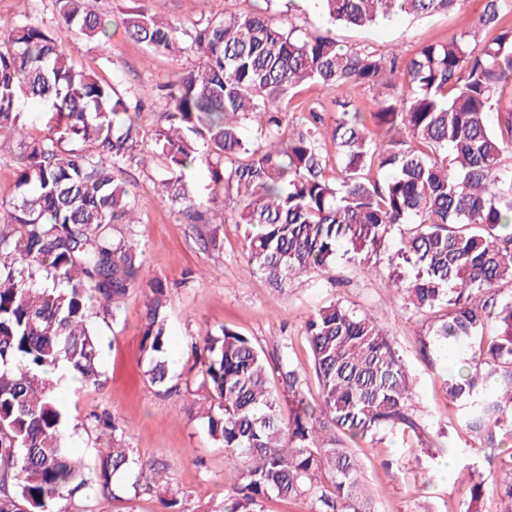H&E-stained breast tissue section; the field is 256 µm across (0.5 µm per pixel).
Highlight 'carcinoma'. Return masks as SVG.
<instances>
[{
    "instance_id": "cac0c4a2",
    "label": "carcinoma",
    "mask_w": 512,
    "mask_h": 512,
    "mask_svg": "<svg viewBox=\"0 0 512 512\" xmlns=\"http://www.w3.org/2000/svg\"><path fill=\"white\" fill-rule=\"evenodd\" d=\"M272 0L249 13L215 15L189 30L137 6L118 22L88 0H56L57 26L29 16L0 21V136L16 138L15 191L0 200V512H57L78 495L118 499L157 484L163 468L125 443L124 425L93 415L112 446L89 468L68 444L58 392L76 376L100 384L94 314L140 286L141 251L114 235L134 224L136 195L115 177L158 158L157 194L187 224L244 227L249 262L276 285L319 274L347 257L359 273L383 253L396 297L428 316L426 355L469 352L444 390L457 424L482 445L512 441V0H486L474 27L405 56L336 39L333 26L367 27L425 17L466 0H317L320 34H302ZM152 51L191 53L193 68L126 94L70 61L72 31L104 42L112 25ZM484 30L497 31L490 41ZM313 84L336 105L330 138L320 102L291 105ZM376 91L364 113L336 91ZM165 93L151 144L137 119ZM44 104L48 133H27L29 100ZM298 116L288 118L289 113ZM205 159L211 197L199 201L187 172ZM400 247L387 251L393 230ZM142 322L145 376L180 393L165 358V285L149 282ZM319 395L280 361L223 327L194 343L193 368L209 404L184 409L243 462L223 512H262L264 501L309 500L312 512H373L353 445L388 434L418 436L402 357L373 317L340 300L304 324ZM288 388L282 400L270 375ZM462 512H486L483 484Z\"/></svg>"
}]
</instances>
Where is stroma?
Wrapping results in <instances>:
<instances>
[{
    "mask_svg": "<svg viewBox=\"0 0 512 512\" xmlns=\"http://www.w3.org/2000/svg\"><path fill=\"white\" fill-rule=\"evenodd\" d=\"M257 0H147L157 16L184 29L223 13L247 12ZM485 0H467L463 8L426 18L402 17L368 28H336L337 40L352 47L370 45L386 52H413L421 45L445 41L469 30L482 13ZM77 48V67L135 90L164 82L191 67L187 53L153 54L116 30L106 44L81 40L69 33ZM163 174L162 162L132 171L126 180L136 195L138 223L121 225L144 260V277L161 279L171 327V346L182 357L173 374L184 390L196 391L192 343L206 333L228 326L248 336L267 359L289 358L295 368L310 372L312 361L303 325L320 304L341 300L372 316L390 337L407 368L413 404L422 437L390 436L381 443H358V454L374 512H459L470 485L468 464H476L485 483L486 507L494 512L497 489L504 478L501 465L512 456V444L485 448L455 432L457 408L443 389L449 361L425 356L419 339L429 323L425 317L391 300L387 269L365 276L337 266L327 274L301 275L283 288L272 286L248 263L243 227L184 223L176 209L162 201L154 183ZM143 288L121 303L116 317H94L103 343L99 388H76L65 401L67 436L71 448L87 464H95L98 449L112 443L110 432L88 420L93 412H108L127 423L130 447L160 462L166 483L132 500L95 497L61 501V512H163L162 499L179 492L180 512H222L228 494L224 476L235 466L222 448L206 435L202 422L178 406L176 399L158 395L144 378L142 351ZM454 452L448 476L437 475V457Z\"/></svg>",
    "mask_w": 512,
    "mask_h": 512,
    "instance_id": "1",
    "label": "stroma"
}]
</instances>
